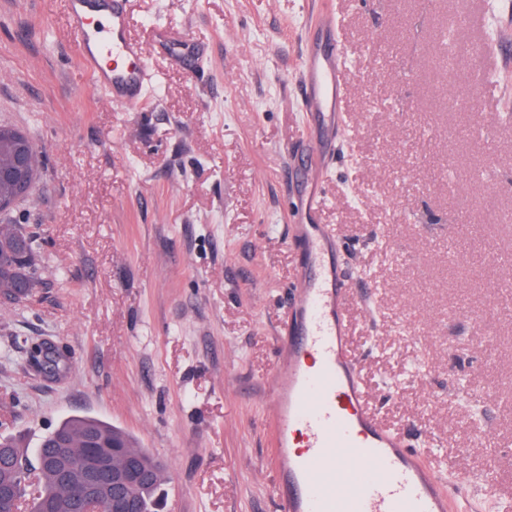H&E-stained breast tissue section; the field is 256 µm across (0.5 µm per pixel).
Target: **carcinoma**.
Returning a JSON list of instances; mask_svg holds the SVG:
<instances>
[{
  "label": "carcinoma",
  "mask_w": 512,
  "mask_h": 512,
  "mask_svg": "<svg viewBox=\"0 0 512 512\" xmlns=\"http://www.w3.org/2000/svg\"><path fill=\"white\" fill-rule=\"evenodd\" d=\"M21 130L0 125V167H7L19 149ZM19 226H0V293L11 294L22 281L30 280L36 262V239L15 236ZM95 433L106 442L117 439L125 445L121 453L127 459L151 467L155 458L121 429L94 417H70L44 435L37 448L19 446L11 437L0 438V512H73L74 498L84 479L85 435ZM164 471L129 490L133 512H156L157 492Z\"/></svg>",
  "instance_id": "cac0c4a2"
}]
</instances>
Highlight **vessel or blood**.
Returning a JSON list of instances; mask_svg holds the SVG:
<instances>
[{
  "instance_id": "vessel-or-blood-1",
  "label": "vessel or blood",
  "mask_w": 512,
  "mask_h": 512,
  "mask_svg": "<svg viewBox=\"0 0 512 512\" xmlns=\"http://www.w3.org/2000/svg\"><path fill=\"white\" fill-rule=\"evenodd\" d=\"M129 5L66 0V28L92 86L135 109L157 75L131 32ZM167 51L187 72L203 63L188 43H169ZM302 68L310 114L329 112L335 131H342L343 91L352 76L342 46L329 54L309 47ZM294 230L303 262L290 333L272 373L254 385L271 409L278 512H448L470 476L442 482L399 429L380 422L350 345L354 292L333 262L336 232L328 224Z\"/></svg>"
}]
</instances>
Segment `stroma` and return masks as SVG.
Masks as SVG:
<instances>
[{
  "label": "stroma",
  "mask_w": 512,
  "mask_h": 512,
  "mask_svg": "<svg viewBox=\"0 0 512 512\" xmlns=\"http://www.w3.org/2000/svg\"><path fill=\"white\" fill-rule=\"evenodd\" d=\"M325 10L353 70L373 75L350 80L326 161L302 75ZM130 13L159 71L137 110L87 92L65 0H0V124L42 159L0 216L37 233L42 275L30 300L0 306V435L30 446L93 416L162 464L165 512H276L270 407L249 381L288 334L295 225L330 224L361 287L352 345L379 418L443 476L472 477L449 512H497L512 500V0H132ZM461 13L476 23L452 61ZM158 28L199 44L205 71L166 63ZM488 72L494 90L466 108ZM44 341L64 353L57 372L27 364Z\"/></svg>",
  "instance_id": "obj_1"
}]
</instances>
